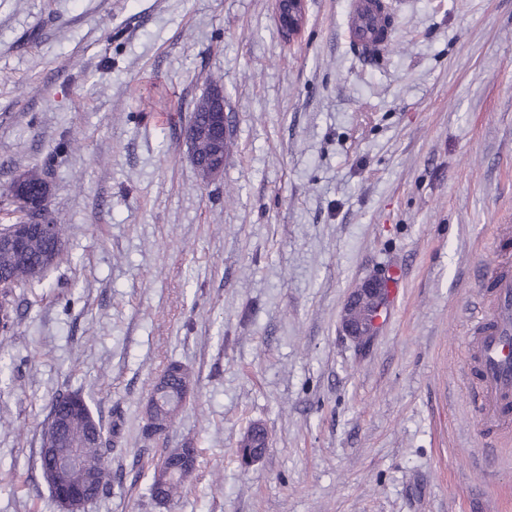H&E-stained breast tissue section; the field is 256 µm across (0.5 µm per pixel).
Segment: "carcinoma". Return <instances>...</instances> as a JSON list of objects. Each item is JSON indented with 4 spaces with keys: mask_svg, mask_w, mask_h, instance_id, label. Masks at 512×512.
<instances>
[{
    "mask_svg": "<svg viewBox=\"0 0 512 512\" xmlns=\"http://www.w3.org/2000/svg\"><path fill=\"white\" fill-rule=\"evenodd\" d=\"M211 107L209 94L206 93L196 102L191 118L196 124L206 126L210 120ZM230 147L229 141L224 143L204 139L198 144L199 165L202 166L198 173L201 179L207 176L204 167L218 160L224 161ZM48 165L46 161L25 171L27 193L37 194L42 187L48 185ZM4 202L12 207V212L18 214L20 220L31 224L37 219L49 222L47 209H42L36 215L12 192L6 193ZM64 234L65 226L56 224L51 237L33 233L19 249L0 247V331L7 333L14 325L13 314L18 311L16 298L41 284L46 273L56 263ZM161 379V393L151 397L150 405L146 407L147 422L144 430L149 435L163 433L173 423L188 391L190 372L181 363L172 361ZM58 416L65 421V429L56 436L53 423ZM267 443V432L260 427H252L244 435L240 447L265 449ZM108 444L109 438L102 420L93 412L82 393H68L66 400L57 397L51 403L48 422L41 436L40 468H45L47 464L45 448L48 446L79 449V463L64 472L63 480L70 486H89L90 479H95L89 492V502L92 503L100 497L109 482L105 456ZM184 452V448H168L155 465L150 484V494L155 501L165 503L173 499L195 470L198 449H192L193 455L188 464L181 461Z\"/></svg>",
    "mask_w": 512,
    "mask_h": 512,
    "instance_id": "obj_1",
    "label": "carcinoma"
}]
</instances>
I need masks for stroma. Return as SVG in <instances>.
<instances>
[{
    "label": "stroma",
    "instance_id": "1",
    "mask_svg": "<svg viewBox=\"0 0 512 512\" xmlns=\"http://www.w3.org/2000/svg\"><path fill=\"white\" fill-rule=\"evenodd\" d=\"M388 2L371 66L347 0H307L291 46L272 0H0V193L49 163L67 227L0 337V512H61L41 432L76 390L110 432L86 512H512V445L463 376L512 220V0ZM215 78L233 148L204 187L184 130ZM394 271L359 346L344 306ZM173 361L191 385L146 435ZM167 448L199 458L159 504ZM267 439V432L263 428L252 427L246 432L240 443V452L241 448H248L245 455V460L247 462L254 463L262 458L263 453L261 450H251L250 448L266 449L268 443Z\"/></svg>",
    "mask_w": 512,
    "mask_h": 512
}]
</instances>
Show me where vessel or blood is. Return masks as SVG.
<instances>
[{
    "mask_svg": "<svg viewBox=\"0 0 512 512\" xmlns=\"http://www.w3.org/2000/svg\"><path fill=\"white\" fill-rule=\"evenodd\" d=\"M372 0H350L347 37L357 54L378 51ZM484 286L489 310L473 320L465 343L480 407L479 426L512 440V258L499 253Z\"/></svg>",
    "mask_w": 512,
    "mask_h": 512,
    "instance_id": "1",
    "label": "vessel or blood"
}]
</instances>
